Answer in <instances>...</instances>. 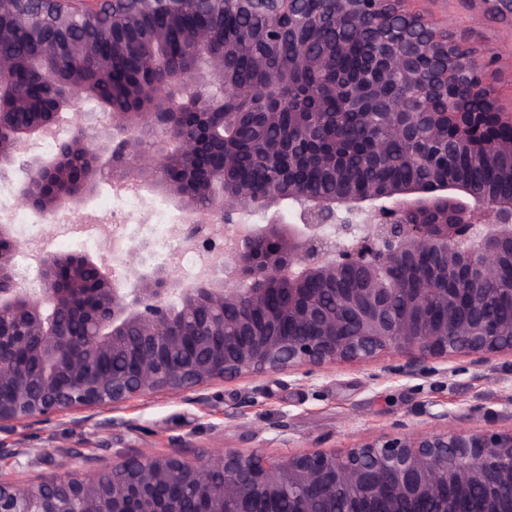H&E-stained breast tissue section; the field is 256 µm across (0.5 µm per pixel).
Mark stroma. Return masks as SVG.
<instances>
[{
	"mask_svg": "<svg viewBox=\"0 0 512 512\" xmlns=\"http://www.w3.org/2000/svg\"><path fill=\"white\" fill-rule=\"evenodd\" d=\"M408 7L453 37L496 54L490 84L497 104L512 111V16L499 14L495 0H410ZM139 197L130 206L104 181L71 218L82 223L103 203L128 212L123 236L140 248L144 265L163 263L178 278H188L175 247L180 211L149 192ZM445 428L512 430V354L456 353L420 363L410 352L387 350L360 362L326 365L311 381L270 372L217 381L188 397L152 394L113 410L30 418L0 433V446L18 454L0 477L19 485L88 480L132 452L177 451L193 461L220 448L259 449L272 458L339 455L364 441Z\"/></svg>",
	"mask_w": 512,
	"mask_h": 512,
	"instance_id": "stroma-1",
	"label": "stroma"
}]
</instances>
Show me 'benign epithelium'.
Masks as SVG:
<instances>
[{"label": "benign epithelium", "mask_w": 512, "mask_h": 512, "mask_svg": "<svg viewBox=\"0 0 512 512\" xmlns=\"http://www.w3.org/2000/svg\"><path fill=\"white\" fill-rule=\"evenodd\" d=\"M404 0H0V164L26 152L38 139L58 140L50 158H33L16 186L21 203L55 223L61 213L89 202L100 181H134L182 211L184 239L204 252L185 225L214 215L244 229L224 244L222 277L213 270L181 286L166 267L134 281L117 279L106 264L86 255L46 252L38 265L41 288L16 278L18 247L11 225L0 223V342L27 352L31 375L0 351V431L14 422L45 420L80 407L117 408L144 395H184L216 380L269 371L302 372L338 360H362L385 349L408 350L426 360L450 353L490 355L512 350V326L490 333L488 304L498 257H512V195L491 196L465 180L436 177L451 151L491 160L512 150L499 125L512 129V113L469 112L457 97L448 111L417 108L425 97H448L459 79L474 95L489 86L492 56L448 36ZM230 7L244 20L241 34L266 48L253 58L260 88L236 81L228 67L236 46L213 51V33L186 34L191 66L167 53L169 22L188 13L211 16ZM392 12L400 36L366 21ZM347 17L369 45L368 71L349 77L336 69V48L305 36L336 28ZM24 26L46 63L68 64L58 103L47 112L27 111L25 91L44 83L49 71L32 64L24 80L1 50ZM138 58L149 73L166 76L126 87L124 104L109 112L112 136L101 140L93 113L71 105L100 101L83 78L93 64L112 72L101 41ZM293 43L286 56L278 52ZM311 76L309 99L342 93V111L362 116L372 147L364 164L385 162L392 141L402 161L421 174L410 181H372L351 188L345 157L335 155V189L322 194L297 176L308 147L327 122L315 106L300 107L289 93ZM199 108L200 131L182 134L174 122ZM261 136L255 150L265 159L267 189L254 195L239 172L232 148L236 132ZM224 152V165L199 174L203 159ZM268 224L249 223L258 212ZM416 263L443 269L472 284L469 315L455 317L459 298L448 288L402 287L399 268ZM362 275L364 288H321L347 275ZM404 295V312L390 315V300ZM122 358L128 369L104 373L100 364ZM110 485L95 480H45L20 486L0 480V512H190L185 502L157 493L187 482L192 499H220L234 512H279L284 494L296 512H315L336 486L360 491L365 512H429L453 485L494 488L507 497L498 512H512V431H420L369 441L344 455L314 452L274 461L258 450L226 448L203 462L176 452L133 454Z\"/></svg>", "instance_id": "1"}]
</instances>
